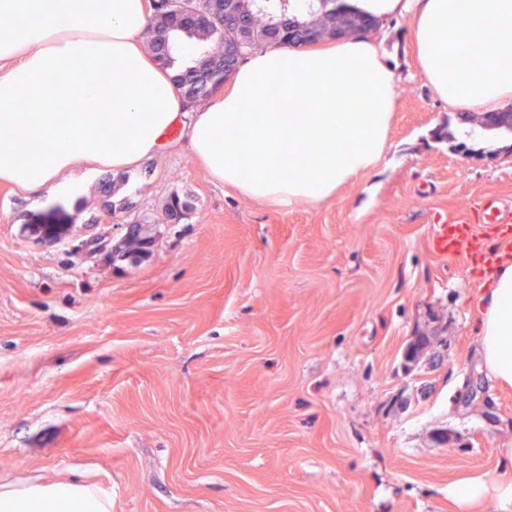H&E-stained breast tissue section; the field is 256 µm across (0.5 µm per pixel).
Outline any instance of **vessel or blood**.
Wrapping results in <instances>:
<instances>
[{
    "mask_svg": "<svg viewBox=\"0 0 512 512\" xmlns=\"http://www.w3.org/2000/svg\"><path fill=\"white\" fill-rule=\"evenodd\" d=\"M498 238L494 242L482 241L464 224H441L436 228V249L448 256H462L490 265L502 256L512 253V216L499 219Z\"/></svg>",
    "mask_w": 512,
    "mask_h": 512,
    "instance_id": "b4317fda",
    "label": "vessel or blood"
}]
</instances>
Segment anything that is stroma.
Here are the masks:
<instances>
[{
    "instance_id": "1",
    "label": "stroma",
    "mask_w": 512,
    "mask_h": 512,
    "mask_svg": "<svg viewBox=\"0 0 512 512\" xmlns=\"http://www.w3.org/2000/svg\"><path fill=\"white\" fill-rule=\"evenodd\" d=\"M383 37L402 87L390 148L327 200L238 195L182 126L109 198L102 169L74 198L0 184V484L95 483L112 512H494L448 486L512 480V388L480 364L486 274L433 237L494 240L512 138L464 135L409 18ZM140 219V262L91 250Z\"/></svg>"
}]
</instances>
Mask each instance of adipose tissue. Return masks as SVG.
Instances as JSON below:
<instances>
[{
  "label": "adipose tissue",
  "mask_w": 512,
  "mask_h": 512,
  "mask_svg": "<svg viewBox=\"0 0 512 512\" xmlns=\"http://www.w3.org/2000/svg\"><path fill=\"white\" fill-rule=\"evenodd\" d=\"M386 23L410 18L419 74L454 112L512 103V0H343ZM0 182L75 193L92 165L119 174L157 155L186 126L210 175L277 205L317 203L374 169L388 150L401 87L379 42L269 48L197 112L145 49L146 0H0ZM37 141L41 150L28 151ZM480 360L512 388V261L477 301ZM448 494L512 512V482L463 479ZM0 512H112L83 483L0 485Z\"/></svg>",
  "instance_id": "ef3b65f1"
}]
</instances>
